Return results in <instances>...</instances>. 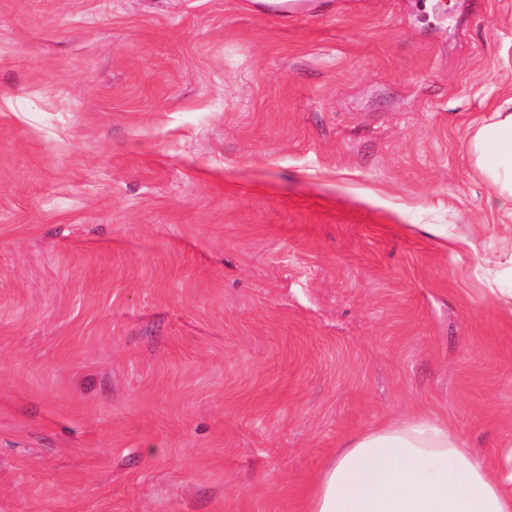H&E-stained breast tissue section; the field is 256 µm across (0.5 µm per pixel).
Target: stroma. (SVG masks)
Segmentation results:
<instances>
[{
  "label": "stroma",
  "instance_id": "35a3bbf8",
  "mask_svg": "<svg viewBox=\"0 0 512 512\" xmlns=\"http://www.w3.org/2000/svg\"><path fill=\"white\" fill-rule=\"evenodd\" d=\"M0 0V512H304L419 412L512 490V0ZM470 143L491 187V201L512 216V98L474 131Z\"/></svg>",
  "mask_w": 512,
  "mask_h": 512
}]
</instances>
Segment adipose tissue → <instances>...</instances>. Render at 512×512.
I'll list each match as a JSON object with an SVG mask.
<instances>
[{"label": "adipose tissue", "instance_id": "obj_1", "mask_svg": "<svg viewBox=\"0 0 512 512\" xmlns=\"http://www.w3.org/2000/svg\"><path fill=\"white\" fill-rule=\"evenodd\" d=\"M470 143L492 202L512 215V98ZM307 512H512V493L446 421L418 414L344 441L316 479Z\"/></svg>", "mask_w": 512, "mask_h": 512}]
</instances>
